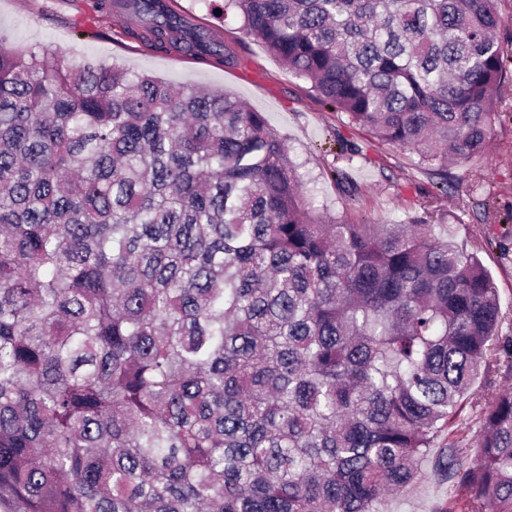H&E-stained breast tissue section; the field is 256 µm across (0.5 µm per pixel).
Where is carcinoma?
Listing matches in <instances>:
<instances>
[{
  "label": "carcinoma",
  "mask_w": 512,
  "mask_h": 512,
  "mask_svg": "<svg viewBox=\"0 0 512 512\" xmlns=\"http://www.w3.org/2000/svg\"><path fill=\"white\" fill-rule=\"evenodd\" d=\"M132 38L233 55L169 0ZM332 111L415 156L407 224L303 197L266 116L206 86L0 47V500L22 512H383L448 481L512 512L490 272L432 224L512 94L498 0H224ZM509 387H512V367L503 357L499 362L490 365L489 368H481L471 391L464 400V410L461 418L473 423L479 409L477 405L484 403L485 395L494 390L498 391Z\"/></svg>",
  "instance_id": "1"
}]
</instances>
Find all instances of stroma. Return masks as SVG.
I'll list each match as a JSON object with an SVG mask.
<instances>
[{
  "mask_svg": "<svg viewBox=\"0 0 512 512\" xmlns=\"http://www.w3.org/2000/svg\"><path fill=\"white\" fill-rule=\"evenodd\" d=\"M178 2L189 24L208 26L232 48L233 64L223 67L148 47L114 30L96 0H0V44L23 53L49 44L68 65L87 59L144 72L174 87L225 89L264 113L298 167L305 196L319 211L349 222H408L417 189L429 188L430 182L409 166L406 152L372 141L325 107L309 83L291 75L259 40L241 31L239 19L222 15V0ZM357 145L362 156L346 165L341 150ZM341 167L362 196L360 211L350 210L346 192L330 175ZM452 173L455 181L439 221L452 227L456 246L477 252L491 273L504 315L499 329L504 341L512 337V100L492 127L486 151ZM509 387L512 364L507 360L480 370L464 400L463 418L474 421L487 393ZM422 469L426 480L389 497L386 512H437L449 503L447 482L433 473L431 462H423Z\"/></svg>",
  "mask_w": 512,
  "mask_h": 512,
  "instance_id": "stroma-1",
  "label": "stroma"
}]
</instances>
